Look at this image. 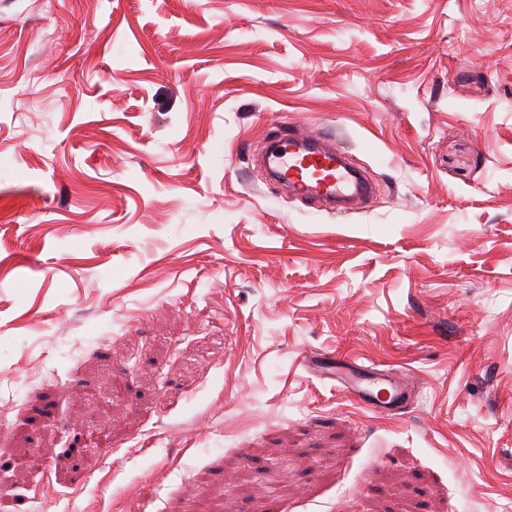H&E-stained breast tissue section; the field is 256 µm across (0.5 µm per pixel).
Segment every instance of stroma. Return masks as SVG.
<instances>
[{
	"mask_svg": "<svg viewBox=\"0 0 512 512\" xmlns=\"http://www.w3.org/2000/svg\"><path fill=\"white\" fill-rule=\"evenodd\" d=\"M44 3L0 0V512H512V0ZM290 125L370 200L261 176ZM309 360H314L322 374L335 380L345 394L369 409L393 406L400 397L401 389L406 386L405 378L391 371L378 375L369 370L368 375L356 377L344 361L316 357L308 358L307 361ZM381 392H384V398L380 397Z\"/></svg>",
	"mask_w": 512,
	"mask_h": 512,
	"instance_id": "obj_1",
	"label": "stroma"
}]
</instances>
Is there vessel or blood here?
Wrapping results in <instances>:
<instances>
[{
    "instance_id": "1",
    "label": "vessel or blood",
    "mask_w": 512,
    "mask_h": 512,
    "mask_svg": "<svg viewBox=\"0 0 512 512\" xmlns=\"http://www.w3.org/2000/svg\"><path fill=\"white\" fill-rule=\"evenodd\" d=\"M272 145L270 163L274 176L294 195L333 200L362 193L363 180L344 161L343 151L335 143L303 130H293L276 135ZM317 365L345 394L369 409L393 406L406 385L405 378L391 371L357 377L341 361L321 359Z\"/></svg>"
}]
</instances>
